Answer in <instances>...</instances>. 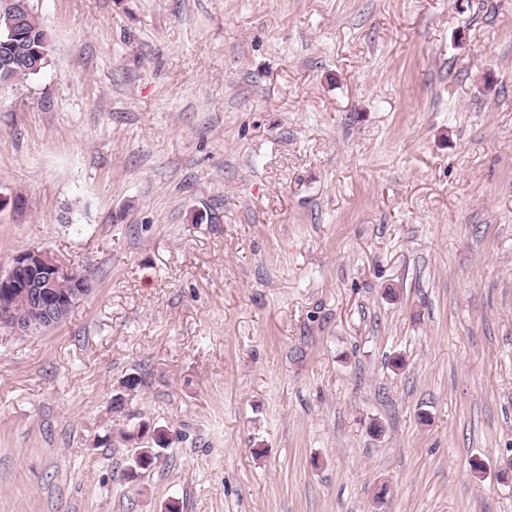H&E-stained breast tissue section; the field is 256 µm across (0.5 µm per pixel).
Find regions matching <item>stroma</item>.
Listing matches in <instances>:
<instances>
[{"label":"stroma","mask_w":512,"mask_h":512,"mask_svg":"<svg viewBox=\"0 0 512 512\" xmlns=\"http://www.w3.org/2000/svg\"><path fill=\"white\" fill-rule=\"evenodd\" d=\"M32 3L0 273L93 291L0 333V512H512V0ZM58 285L70 288L66 297H58L54 293L53 288ZM91 289L84 274L66 268L47 250L30 248L21 252L8 272L0 274V330L27 336L36 329L24 322L40 325V330L51 328L42 324V316L46 325L60 326ZM21 302L41 312L33 307L17 306ZM15 312L24 322L16 318ZM122 436L126 441L138 439L145 444L133 448L131 477H134L138 470H149L154 467L161 460L162 450L168 448L170 444L167 430L152 426L149 422H141L132 431H123Z\"/></svg>","instance_id":"1"}]
</instances>
